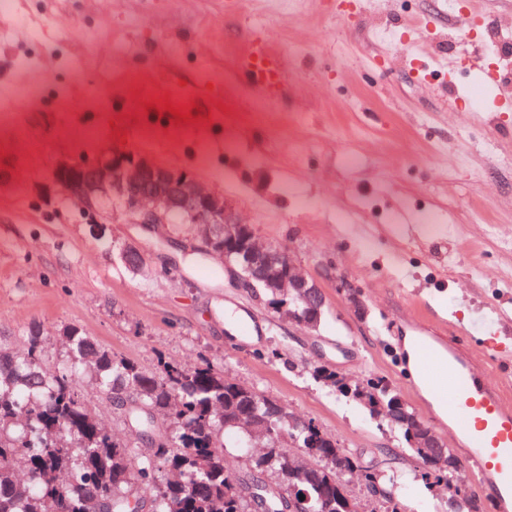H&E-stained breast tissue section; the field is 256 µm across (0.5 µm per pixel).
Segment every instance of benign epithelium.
Here are the masks:
<instances>
[{
  "label": "benign epithelium",
  "instance_id": "benign-epithelium-1",
  "mask_svg": "<svg viewBox=\"0 0 512 512\" xmlns=\"http://www.w3.org/2000/svg\"><path fill=\"white\" fill-rule=\"evenodd\" d=\"M32 190L60 195L88 210L110 201L128 223L151 234H166L179 216L191 233L192 247L224 262L237 283L256 281L265 288L293 289L304 305L325 308L319 282L283 247L260 241L253 225L237 214L224 195L199 185L192 172L166 167L146 153L114 145L92 158L60 157L49 177ZM122 259L134 273L146 264L137 246L125 248ZM244 266L251 271L247 281L242 276ZM336 287L345 292L355 311H363L360 296L345 278H336Z\"/></svg>",
  "mask_w": 512,
  "mask_h": 512
}]
</instances>
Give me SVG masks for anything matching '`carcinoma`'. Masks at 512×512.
Segmentation results:
<instances>
[{"label": "carcinoma", "instance_id": "carcinoma-1", "mask_svg": "<svg viewBox=\"0 0 512 512\" xmlns=\"http://www.w3.org/2000/svg\"><path fill=\"white\" fill-rule=\"evenodd\" d=\"M270 307L282 305L306 319L310 310L295 306L294 296L262 289ZM70 355L55 374L42 366L39 333H31L21 354L0 349V512H96L95 500L107 512H132L136 503L153 512H283L278 489L298 487L297 512H353L346 477L362 472L376 507L370 512H401L392 497L391 477L360 465L357 458L314 423L298 426L294 414L277 401L224 377L206 363L185 369L171 362L148 372L119 358L71 328L63 333ZM84 371L112 403L123 396L130 427L144 439L164 418L167 448L145 456L133 444L108 432L73 384L71 373ZM314 379L340 396L336 375L314 371ZM374 408L366 409L397 432L421 464L428 487L448 491V512H479L470 489L455 484L461 463L447 448H420L402 425L386 418L400 394L382 379L365 381ZM266 452L251 457L245 473L231 471L224 449L252 447ZM315 460L310 477L301 478L290 448Z\"/></svg>", "mask_w": 512, "mask_h": 512}]
</instances>
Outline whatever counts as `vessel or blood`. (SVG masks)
I'll return each mask as SVG.
<instances>
[{
    "label": "vessel or blood",
    "mask_w": 512,
    "mask_h": 512,
    "mask_svg": "<svg viewBox=\"0 0 512 512\" xmlns=\"http://www.w3.org/2000/svg\"><path fill=\"white\" fill-rule=\"evenodd\" d=\"M236 73L268 98L282 97L288 85L285 69L269 52L264 39H255L251 52L236 60ZM425 339L419 344L415 371L435 395L448 399V418L477 470L480 489H492L499 512H512V388L487 380L481 361L456 341Z\"/></svg>",
    "instance_id": "obj_1"
}]
</instances>
